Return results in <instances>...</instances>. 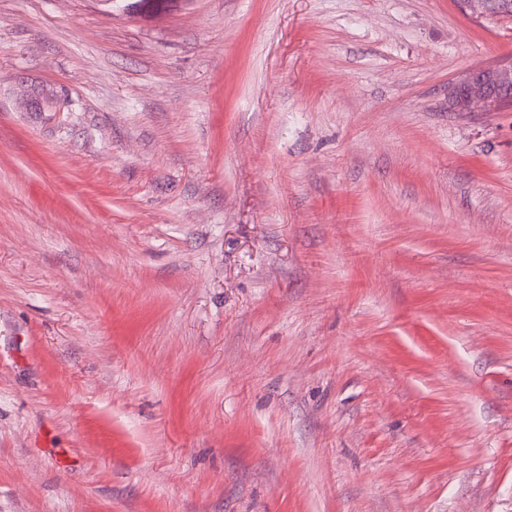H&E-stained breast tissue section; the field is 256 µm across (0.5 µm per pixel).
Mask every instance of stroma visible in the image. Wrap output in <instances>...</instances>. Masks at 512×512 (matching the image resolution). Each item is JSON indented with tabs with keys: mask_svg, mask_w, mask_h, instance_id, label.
<instances>
[{
	"mask_svg": "<svg viewBox=\"0 0 512 512\" xmlns=\"http://www.w3.org/2000/svg\"><path fill=\"white\" fill-rule=\"evenodd\" d=\"M512 61L457 0H0V512H512ZM452 97L461 110L477 102L498 100L512 103V62L474 69L452 87Z\"/></svg>",
	"mask_w": 512,
	"mask_h": 512,
	"instance_id": "obj_1",
	"label": "stroma"
}]
</instances>
